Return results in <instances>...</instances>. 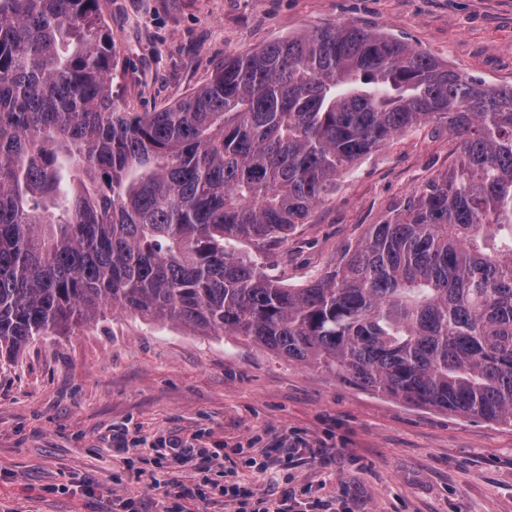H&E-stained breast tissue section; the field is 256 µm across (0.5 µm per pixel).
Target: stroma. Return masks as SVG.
<instances>
[{
    "label": "stroma",
    "instance_id": "35a3bbf8",
    "mask_svg": "<svg viewBox=\"0 0 512 512\" xmlns=\"http://www.w3.org/2000/svg\"><path fill=\"white\" fill-rule=\"evenodd\" d=\"M112 90L153 112L230 54L337 24L387 32L489 84H512V0H107ZM426 123L358 161L308 223L253 256L298 288L452 164ZM197 459L181 464L186 449ZM200 486V498L179 496ZM241 492L228 501L225 489ZM512 512V426L398 402L240 336L120 309L0 359V512Z\"/></svg>",
    "mask_w": 512,
    "mask_h": 512
}]
</instances>
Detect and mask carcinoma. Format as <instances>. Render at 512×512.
I'll return each mask as SVG.
<instances>
[{
    "label": "carcinoma",
    "mask_w": 512,
    "mask_h": 512,
    "mask_svg": "<svg viewBox=\"0 0 512 512\" xmlns=\"http://www.w3.org/2000/svg\"><path fill=\"white\" fill-rule=\"evenodd\" d=\"M102 2L0 0V356L117 307L512 425V84L340 24L125 112ZM426 121L459 139L454 164L332 270L287 288L235 252Z\"/></svg>",
    "instance_id": "1"
}]
</instances>
